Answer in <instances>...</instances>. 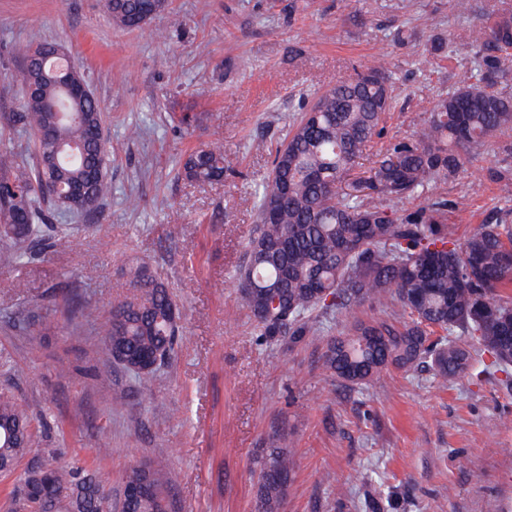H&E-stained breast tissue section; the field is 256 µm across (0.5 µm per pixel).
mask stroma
<instances>
[{"mask_svg": "<svg viewBox=\"0 0 512 512\" xmlns=\"http://www.w3.org/2000/svg\"><path fill=\"white\" fill-rule=\"evenodd\" d=\"M170 0L142 28L108 19L102 0H0V168L32 160L22 109L23 46H64L100 102L112 194L93 214L61 212L40 226L28 260L0 264V390L33 420L30 452L0 473V512L48 455L94 468L113 500L126 471L147 464L169 476L173 512H253L257 461L287 428L296 470L281 512H512V392L464 379L437 386L424 367L389 368L364 388L334 382L315 340L263 341L235 288V266L270 158L314 92L386 62L395 103L357 166L411 136L439 96L472 64L430 45L483 40L486 15L512 0ZM404 40H397L396 30ZM198 115L190 126L183 113ZM217 141L235 169L195 183L178 161ZM512 168V131L491 138L453 182L429 186L404 208L448 201L457 238L512 211L490 169ZM169 289L183 340L149 381L109 361L99 324L59 319L20 331L13 319L63 295L108 311L135 293L140 270ZM69 364V378L57 373ZM126 395L113 406L112 395ZM112 437L96 451L99 429Z\"/></svg>", "mask_w": 512, "mask_h": 512, "instance_id": "obj_1", "label": "stroma"}]
</instances>
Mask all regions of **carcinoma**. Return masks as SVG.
Instances as JSON below:
<instances>
[{
    "label": "carcinoma",
    "instance_id": "carcinoma-1",
    "mask_svg": "<svg viewBox=\"0 0 512 512\" xmlns=\"http://www.w3.org/2000/svg\"><path fill=\"white\" fill-rule=\"evenodd\" d=\"M118 27L140 28L147 14L159 15L169 0H105ZM480 49L465 41L433 46L474 64L472 78L435 99L424 126L398 143L366 177L341 187L393 103L388 68L369 65L355 77L318 94L286 141L269 151L271 169L256 190V220L236 267L238 294L263 336L301 340L312 323L336 311L351 317L343 336H318L323 370L337 382L363 386L390 367L409 370L428 363L446 386L477 376L512 391V222L483 224L468 238L455 239L445 224L447 203L436 201L411 212L398 209L436 180L457 176L481 154L490 138L512 130V96L498 86L512 80V12L486 21ZM22 49L25 66L23 110L14 121L34 136L33 163L0 173V261L16 262L48 215L92 213L112 195L106 172L103 112L94 95L74 97L69 84H87L80 69L51 66V60ZM191 182H212L232 169L221 145L210 143L179 162ZM140 295L112 307L102 324L105 348L116 364L142 380L156 368L143 360L159 355L167 363L181 341L168 289L139 273ZM378 303L393 309L392 320L363 319L359 308ZM66 312L92 318L97 309L78 294L62 300ZM408 320H394L403 315ZM49 330L54 321L35 307L14 324ZM440 329L446 336L429 341ZM30 416L10 392L0 391V466L14 469L31 447ZM295 455L288 432H274L260 460L254 512H281ZM48 476L58 491H78L79 512H112L104 504L96 470L42 460L25 473L20 491L32 512H70L65 503L39 502L26 493ZM158 487L152 496L126 500L120 512H162L166 480L132 467L125 484L146 478Z\"/></svg>",
    "mask_w": 512,
    "mask_h": 512
}]
</instances>
